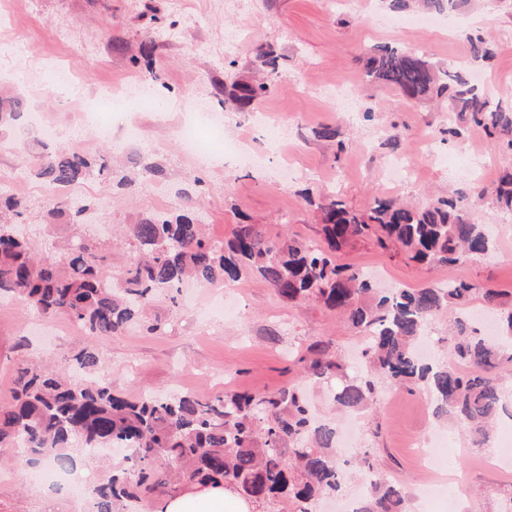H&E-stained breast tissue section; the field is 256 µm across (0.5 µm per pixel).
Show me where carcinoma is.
<instances>
[{
  "mask_svg": "<svg viewBox=\"0 0 512 512\" xmlns=\"http://www.w3.org/2000/svg\"><path fill=\"white\" fill-rule=\"evenodd\" d=\"M469 42L474 58L494 56L486 40ZM363 72L365 81L388 85L407 100H445L449 136L458 138L465 125L474 124L512 147V108L478 92L459 73L441 70L428 56L380 46L366 58ZM269 90L264 82L236 83L224 104L243 112ZM90 172L84 155L63 151L47 157L37 175L53 187ZM494 194L500 209L512 214V172L500 177ZM318 208L320 244L294 236L272 239L255 224H240L232 239L215 242L187 216L147 218L132 225L136 255L111 284L104 280L106 257L94 239L84 236L67 244L64 260L38 256L0 214V294L50 319L68 318L93 341L120 333L155 298L187 280L227 284L253 274L284 300L321 301L368 334L362 350L366 376L335 393L338 408L374 407L381 381L415 383L431 395L437 417L466 428L473 446L492 441L495 420L507 412L501 368L512 362V308H502L500 294L492 288L483 292L487 306L500 310V336H480L460 319L448 335V361L426 363L415 352L422 325L449 306L466 309L472 286L453 280L446 288L397 286L381 293L361 270L336 261L347 245L373 236L380 248L397 246L414 261L457 265L493 251L489 225L472 220L453 200L416 207L377 198L366 212L356 213L332 196ZM74 360L86 372L99 362L88 347ZM300 362L316 380H328L342 368L329 344L309 346ZM66 372L65 367L19 369L10 401L0 405V448L21 443L26 462L65 472L75 465L70 450L76 439L87 454L106 445L134 449L137 464L112 473L98 487L93 512H120L125 500L218 482L266 512H276L280 504L287 512H315L319 499L345 491L342 471L327 464L337 425L315 422L298 384L265 396L184 392L130 400L109 383H74ZM361 512H405V494L376 476Z\"/></svg>",
  "mask_w": 512,
  "mask_h": 512,
  "instance_id": "carcinoma-1",
  "label": "carcinoma"
}]
</instances>
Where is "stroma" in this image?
<instances>
[{
    "instance_id": "stroma-1",
    "label": "stroma",
    "mask_w": 512,
    "mask_h": 512,
    "mask_svg": "<svg viewBox=\"0 0 512 512\" xmlns=\"http://www.w3.org/2000/svg\"><path fill=\"white\" fill-rule=\"evenodd\" d=\"M10 2L26 43L20 52L0 51V95L11 98L18 111L41 113L54 135L43 139L22 121L0 128V168L15 171L24 182L17 190L1 187L0 195L22 200L17 230L38 253L54 252L57 243L79 233L109 246L123 225L188 211L213 239H230L240 224H259L273 237L288 234L316 242L321 234L310 204L314 198L337 195L358 211L387 196L419 205L453 199L473 220L493 226L490 255L460 265L427 266L359 240L337 253L338 263L379 270L393 285L409 288L465 280L474 289L467 307L471 313L484 311L485 288L496 289L503 302L512 304V214L499 210L493 195L500 173L512 169V151L473 125L461 138H445L446 105L409 102L392 87L361 84V59L371 46L407 50L418 40L441 68L490 77L485 92L512 108V0H472L444 15L443 26L433 30L417 28L418 13L390 8L389 0H245L239 10L222 7L221 0H190L182 13L172 9L171 0ZM242 29L246 41L236 52H225V31ZM471 36L496 44L491 64L472 57ZM145 44L152 46L160 73L159 81L149 85L156 108L113 117L111 137L93 139L77 114L75 93L95 98L106 84L142 77L134 58ZM269 49L279 57L270 75L257 59ZM57 66L72 73L75 87L41 97L32 73L48 76ZM265 77L271 88L250 111L225 107L233 82ZM339 81L356 100L352 111H336L326 95ZM191 86L223 121L225 137L244 136L247 151L265 155V162L209 164L183 148L177 138L181 102ZM264 116L285 125L294 168L287 180H280L281 159L261 133ZM130 121L138 124L140 140L127 138ZM325 127L335 129V137H320ZM392 135L401 138L395 150L386 144ZM158 140L167 141L165 151L145 150V143ZM49 149L85 150L92 159L106 161L115 176L132 173L136 179L129 186L107 187L90 176L82 200L60 196L46 204L28 196L25 187L38 181L33 159ZM398 155L418 166L422 177L390 192L384 176ZM241 286L242 313L234 321L198 319L183 301L160 295L145 315L165 323V333L146 334L134 322L120 335L88 344L99 359L97 377L132 398L183 389L207 396L228 389L264 394L295 382L305 386L319 414L339 418L332 404L335 384L306 380L294 358L316 341L350 353L361 343L360 333L321 304L281 299L262 279L248 277ZM40 320L14 298H0V403L11 396L19 364L31 361L52 369L85 345L62 316L51 322L53 341L41 342L35 328ZM130 365L135 368L131 374L126 371ZM428 404V395L419 389L394 388L389 401L355 417L356 448L372 449L381 475L410 491L423 479L411 444L431 430ZM441 430L448 446L440 462L460 468L458 482H447L445 492L453 496L462 490L467 496L458 512H496L502 495L512 489V471L488 466L485 449L470 447L459 427L445 423ZM33 472L20 463L0 464V512H77L67 484H37Z\"/></svg>"
}]
</instances>
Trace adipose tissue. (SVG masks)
Here are the masks:
<instances>
[{
	"instance_id": "obj_1",
	"label": "adipose tissue",
	"mask_w": 512,
	"mask_h": 512,
	"mask_svg": "<svg viewBox=\"0 0 512 512\" xmlns=\"http://www.w3.org/2000/svg\"><path fill=\"white\" fill-rule=\"evenodd\" d=\"M152 512H257L256 505L221 485H195L166 497Z\"/></svg>"
}]
</instances>
